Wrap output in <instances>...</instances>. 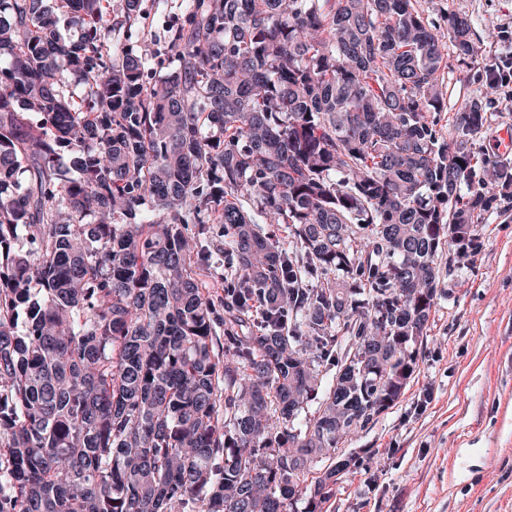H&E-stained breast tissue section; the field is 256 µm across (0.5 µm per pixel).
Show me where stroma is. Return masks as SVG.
I'll return each instance as SVG.
<instances>
[{
	"mask_svg": "<svg viewBox=\"0 0 512 512\" xmlns=\"http://www.w3.org/2000/svg\"><path fill=\"white\" fill-rule=\"evenodd\" d=\"M181 0H141L146 24L126 41L162 35L181 17ZM433 21L472 19L482 56L503 49L512 0H413ZM485 69L448 58L436 129L448 136L482 93ZM473 148L476 159L512 160V104L495 94ZM461 260L440 255L438 296L402 396L361 430L343 452L354 463L333 485L323 512H512V208L491 209Z\"/></svg>",
	"mask_w": 512,
	"mask_h": 512,
	"instance_id": "1",
	"label": "stroma"
}]
</instances>
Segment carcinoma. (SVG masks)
<instances>
[{"mask_svg": "<svg viewBox=\"0 0 512 512\" xmlns=\"http://www.w3.org/2000/svg\"><path fill=\"white\" fill-rule=\"evenodd\" d=\"M183 2L137 55L111 0H65L66 43L48 0H0V512H322L345 429L414 372L435 258L512 201L472 151L494 85L434 128L446 48L480 61L467 17ZM53 16L56 22V30L61 41L68 42L76 35V29L73 25V14L66 8L61 7L60 0H49ZM206 279L210 283V292L215 301L224 299V263L220 257L213 253L210 263L203 270Z\"/></svg>", "mask_w": 512, "mask_h": 512, "instance_id": "1", "label": "carcinoma"}]
</instances>
